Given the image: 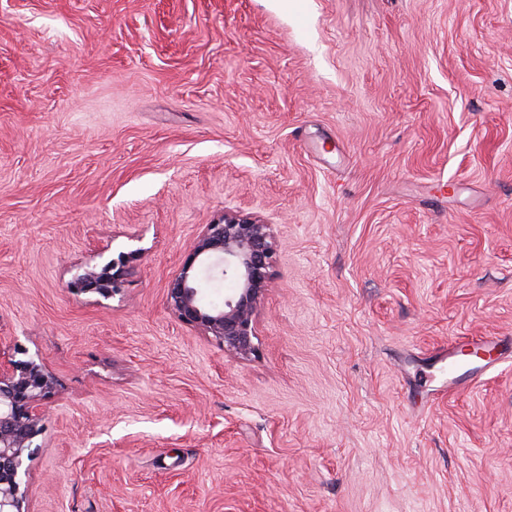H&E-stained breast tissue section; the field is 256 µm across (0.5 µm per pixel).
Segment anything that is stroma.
I'll use <instances>...</instances> for the list:
<instances>
[{"label":"stroma","mask_w":512,"mask_h":512,"mask_svg":"<svg viewBox=\"0 0 512 512\" xmlns=\"http://www.w3.org/2000/svg\"><path fill=\"white\" fill-rule=\"evenodd\" d=\"M228 209L276 244L245 359L166 300ZM104 245L120 294L69 293ZM17 346L30 512H512V0H0Z\"/></svg>","instance_id":"1"}]
</instances>
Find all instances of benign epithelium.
Listing matches in <instances>:
<instances>
[{
    "instance_id": "obj_1",
    "label": "benign epithelium",
    "mask_w": 512,
    "mask_h": 512,
    "mask_svg": "<svg viewBox=\"0 0 512 512\" xmlns=\"http://www.w3.org/2000/svg\"><path fill=\"white\" fill-rule=\"evenodd\" d=\"M75 265L67 289L75 295L94 294L108 300L118 294L135 252ZM275 259L271 225L239 211L204 226L190 245L179 272L169 282L167 303L184 325L210 337L224 351L239 357L257 352V308L265 293ZM204 277L224 280L232 288L220 303L200 294ZM0 351V512H30L26 461L35 455L45 430L46 403L57 380L37 358Z\"/></svg>"
}]
</instances>
